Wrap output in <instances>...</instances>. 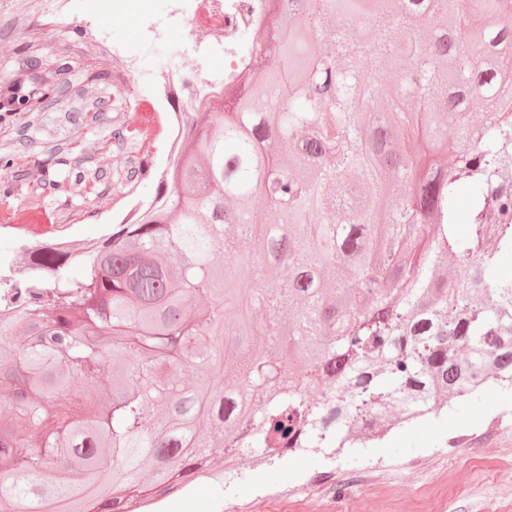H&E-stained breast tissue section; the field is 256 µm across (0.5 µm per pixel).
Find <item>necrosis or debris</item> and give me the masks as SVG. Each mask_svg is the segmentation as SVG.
Returning a JSON list of instances; mask_svg holds the SVG:
<instances>
[{
  "instance_id": "1",
  "label": "necrosis or debris",
  "mask_w": 512,
  "mask_h": 512,
  "mask_svg": "<svg viewBox=\"0 0 512 512\" xmlns=\"http://www.w3.org/2000/svg\"><path fill=\"white\" fill-rule=\"evenodd\" d=\"M174 3L175 15L188 16L204 24L208 38L195 46L201 63L191 74L174 70L152 87L154 101L174 108L169 117V151L173 154L180 148L179 131L187 113L215 102L222 91L221 83L206 66V59L224 57L228 63L227 74L235 73L243 62L237 34L242 28L258 26L264 0H174Z\"/></svg>"
}]
</instances>
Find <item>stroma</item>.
Masks as SVG:
<instances>
[{
    "label": "stroma",
    "instance_id": "35a3bbf8",
    "mask_svg": "<svg viewBox=\"0 0 512 512\" xmlns=\"http://www.w3.org/2000/svg\"><path fill=\"white\" fill-rule=\"evenodd\" d=\"M92 0H0V96L28 80L32 53L47 57L39 74L44 98H68L85 107L80 124L64 110L8 112L0 108V190L28 161L54 166L58 158H84L106 172L104 180L73 178L64 193L45 189L24 209L41 212L46 223L28 227L30 245L54 237L95 240L110 234L120 213L150 201L155 173L169 163L166 113L156 128L137 127L135 103L145 90L119 78L113 51L137 59L141 77L161 79L171 70L190 71L198 59L192 43L204 29L191 21L169 23V0H129L125 12L105 17ZM76 59L81 68L60 72ZM106 72L99 80L98 72ZM107 103V121L89 107ZM144 163L134 181L131 166ZM237 475L223 490L192 487L190 512H512V393L494 386L480 399H459L447 411L384 439L341 455L315 448L256 467L250 454L235 461Z\"/></svg>",
    "mask_w": 512,
    "mask_h": 512
}]
</instances>
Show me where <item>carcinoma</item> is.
Masks as SVG:
<instances>
[{"mask_svg":"<svg viewBox=\"0 0 512 512\" xmlns=\"http://www.w3.org/2000/svg\"><path fill=\"white\" fill-rule=\"evenodd\" d=\"M338 2L312 0L294 26L293 0L268 9L274 42L244 44L230 104L188 115L134 223L81 253H29L30 277L0 309L13 408L0 428V512H136L132 495L206 482L226 456L355 448L456 397L512 386V80L497 68L512 50V0H349L347 17L374 31L368 44L321 24ZM395 27L410 34L406 68L397 101L371 121L359 104L383 88L362 64L386 66ZM308 34L336 43V57L306 51ZM39 98L17 85L8 104ZM402 124L451 148L456 167L393 148ZM389 175L405 191L381 227L371 199ZM15 182L34 194L51 180L34 160ZM244 236L263 250L237 261L267 280L246 298L226 294L220 274ZM448 259L452 281L438 275ZM272 267L288 275L271 278ZM245 306L265 310L260 345L228 352L224 319ZM121 361V383L96 400L81 392Z\"/></svg>","mask_w":512,"mask_h":512,"instance_id":"1","label":"carcinoma"}]
</instances>
